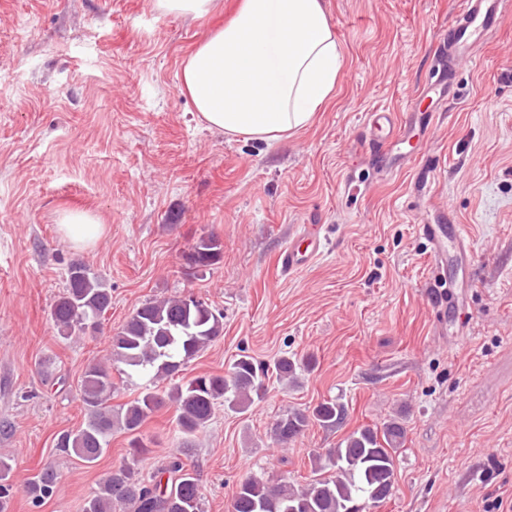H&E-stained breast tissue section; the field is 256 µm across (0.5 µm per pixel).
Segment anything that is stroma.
<instances>
[{
	"label": "stroma",
	"instance_id": "1",
	"mask_svg": "<svg viewBox=\"0 0 512 512\" xmlns=\"http://www.w3.org/2000/svg\"><path fill=\"white\" fill-rule=\"evenodd\" d=\"M196 18L154 0H0V453L11 459L9 512H82L121 464L142 473L180 457L202 490V512H231L240 481L312 480L310 456L349 432L394 420L405 429L392 496L373 512H485L512 498V17L477 57L437 79L436 46L458 0H326L344 54L334 97L311 125L278 142L230 138L202 123L180 90L186 57L234 13ZM424 98L418 133L435 170L389 168L368 143L363 113L405 116ZM65 208L105 229L75 249L58 229ZM465 225L467 308L440 331L426 292L428 243L416 224ZM303 224L327 245L287 277L277 255ZM219 264L185 255L204 235ZM82 260L104 277L112 307L94 334L61 335L51 312L66 270ZM192 296L223 332L165 391L222 374L243 355L273 366L308 362L297 385L266 379L242 414L216 407L195 436L173 411L143 426L148 454L129 455L113 430L93 467L68 459L58 436L84 424L86 365L145 301ZM335 428L312 424L288 446L271 427L287 411L329 399ZM52 498L24 487L44 468Z\"/></svg>",
	"mask_w": 512,
	"mask_h": 512
}]
</instances>
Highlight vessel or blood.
<instances>
[{
	"instance_id": "obj_1",
	"label": "vessel or blood",
	"mask_w": 512,
	"mask_h": 512,
	"mask_svg": "<svg viewBox=\"0 0 512 512\" xmlns=\"http://www.w3.org/2000/svg\"><path fill=\"white\" fill-rule=\"evenodd\" d=\"M512 16V0H462V7L453 24L441 38L439 77H446L450 62L458 56L474 57L486 44L507 17ZM364 124L368 129L369 144L380 156H387L406 135L394 113L375 110L366 113ZM416 231L430 246V286L441 308L460 309L464 300L458 292V281L441 274L449 256L464 258L467 255L469 234L461 224H420ZM325 240L318 225L312 224L298 236L289 240L278 257L281 271L290 276L305 269L323 253Z\"/></svg>"
}]
</instances>
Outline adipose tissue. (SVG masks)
Instances as JSON below:
<instances>
[{"label": "adipose tissue", "instance_id": "ef3b65f1", "mask_svg": "<svg viewBox=\"0 0 512 512\" xmlns=\"http://www.w3.org/2000/svg\"><path fill=\"white\" fill-rule=\"evenodd\" d=\"M344 64L325 0H240L233 17L187 58L180 89L226 136L276 142L306 128L332 97ZM75 248L104 231L84 209H63Z\"/></svg>", "mask_w": 512, "mask_h": 512}]
</instances>
